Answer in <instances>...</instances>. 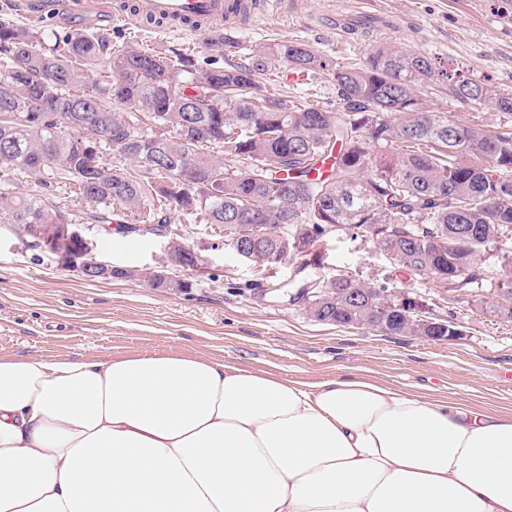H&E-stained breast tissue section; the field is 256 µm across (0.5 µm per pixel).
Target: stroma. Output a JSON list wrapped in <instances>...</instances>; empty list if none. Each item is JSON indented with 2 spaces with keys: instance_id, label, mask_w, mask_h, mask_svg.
I'll return each mask as SVG.
<instances>
[{
  "instance_id": "obj_1",
  "label": "stroma",
  "mask_w": 512,
  "mask_h": 512,
  "mask_svg": "<svg viewBox=\"0 0 512 512\" xmlns=\"http://www.w3.org/2000/svg\"><path fill=\"white\" fill-rule=\"evenodd\" d=\"M58 2L46 30H101L119 47L181 49L202 62L214 57L204 34L116 24L106 14L77 15L68 0ZM277 7L276 18L225 27L239 56L260 43L288 41L357 62L374 46L390 44L512 92V0H278ZM349 19L370 26L352 32L345 26ZM132 221L118 213L112 230L86 225L82 233L97 260L126 269L160 266L167 237L126 232ZM170 230L199 256L198 268L180 271L189 286L179 291L115 278L86 280L55 255L29 248L0 215V355L106 360L187 352L308 386L363 377L431 401L512 413V321L482 311L500 280L497 259L486 263L487 290L474 296L407 273L374 242L343 233L317 242L322 258L313 268L302 254L275 264L242 260L225 245L218 224L175 217ZM340 273L387 283L426 305L434 317L453 318L459 337L431 341L312 320L297 289L311 277Z\"/></svg>"
}]
</instances>
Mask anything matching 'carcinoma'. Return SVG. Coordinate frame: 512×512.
Wrapping results in <instances>:
<instances>
[{
	"label": "carcinoma",
	"mask_w": 512,
	"mask_h": 512,
	"mask_svg": "<svg viewBox=\"0 0 512 512\" xmlns=\"http://www.w3.org/2000/svg\"><path fill=\"white\" fill-rule=\"evenodd\" d=\"M206 45L227 54L234 40L217 31ZM0 214L29 230L66 222L68 187L83 204L80 220L112 225L119 208L165 229L175 214L224 226L241 240L257 224L252 261L296 238L305 247L345 231L393 253L422 276L451 279L479 292L488 281L485 254L512 234V124L462 125L431 109L434 90L512 118V92L450 74L419 52L372 48L356 64L338 62L300 42L260 44L247 62L199 66L188 52L115 49L105 32L60 36L0 21ZM104 68L87 87L86 67ZM328 82L336 108L273 94L267 76ZM133 163L112 170L103 157ZM36 176L38 190L19 195L11 174ZM509 305L490 304L512 320ZM307 287L350 288L366 314L341 312V326L371 327L380 285L336 275ZM387 335L409 336L386 320Z\"/></svg>",
	"instance_id": "carcinoma-1"
}]
</instances>
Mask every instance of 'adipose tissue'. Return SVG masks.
I'll return each mask as SVG.
<instances>
[{"instance_id": "1", "label": "adipose tissue", "mask_w": 512, "mask_h": 512, "mask_svg": "<svg viewBox=\"0 0 512 512\" xmlns=\"http://www.w3.org/2000/svg\"><path fill=\"white\" fill-rule=\"evenodd\" d=\"M0 512H512V415L182 353L0 356Z\"/></svg>"}]
</instances>
